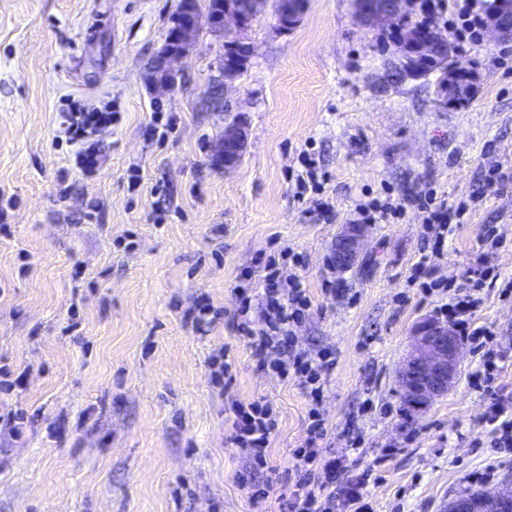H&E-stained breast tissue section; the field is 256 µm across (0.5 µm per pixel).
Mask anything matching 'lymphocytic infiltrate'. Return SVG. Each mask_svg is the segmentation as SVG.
I'll list each match as a JSON object with an SVG mask.
<instances>
[{
	"mask_svg": "<svg viewBox=\"0 0 512 512\" xmlns=\"http://www.w3.org/2000/svg\"><path fill=\"white\" fill-rule=\"evenodd\" d=\"M492 0H420L419 13L430 22L445 21L449 32L462 44L478 42L482 37L485 18ZM119 120L111 105L86 109L69 102L63 113L61 132L67 143L76 145L77 163L82 170H92L97 164L94 147L88 146L90 137L98 135ZM300 169L295 176V194L307 200V214L316 220L330 221L333 207L323 196L324 175L319 174L316 162L307 153L298 156ZM415 207L423 223L433 232V243L428 255L422 256L415 266L414 279L419 282L423 295L436 290L433 282V256L443 252L446 232L452 221L462 219L466 208L449 206L445 197L430 191L411 199L376 198L358 203L355 212L364 224L386 223L405 215L408 207ZM291 261L293 274H283L280 264ZM301 254L283 248L278 259L269 260L263 276V290L254 293L250 286L236 288L238 306L234 314V327L251 348L256 358V369L275 374L281 379H295L303 386L312 407L311 423L301 448L295 449V482L289 496L283 497L284 512H334L335 494L329 493V484L335 483L340 468L335 460L326 458L320 445L325 429L318 407L323 399L325 379L334 364L331 350L316 353L296 350L295 328L310 306L298 268L303 267ZM491 275L490 267H482L471 287L457 289L449 295L440 311L452 321L461 338L470 341H491L493 333L477 325L474 313L480 304L477 295L483 280ZM228 410L233 415L231 441L250 456L255 468L265 467L266 452L276 428L274 409L269 402H232Z\"/></svg>",
	"mask_w": 512,
	"mask_h": 512,
	"instance_id": "lymphocytic-infiltrate-1",
	"label": "lymphocytic infiltrate"
}]
</instances>
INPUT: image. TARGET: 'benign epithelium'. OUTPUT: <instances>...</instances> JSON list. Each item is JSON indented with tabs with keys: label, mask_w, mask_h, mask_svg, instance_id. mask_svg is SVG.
Listing matches in <instances>:
<instances>
[{
	"label": "benign epithelium",
	"mask_w": 512,
	"mask_h": 512,
	"mask_svg": "<svg viewBox=\"0 0 512 512\" xmlns=\"http://www.w3.org/2000/svg\"><path fill=\"white\" fill-rule=\"evenodd\" d=\"M265 0H249L242 9L233 0H224V13L207 17L199 9L177 17L180 23L174 33L166 37L160 51L161 68L151 77L153 89L171 91L177 83L174 62L186 55L202 24L218 31L241 33L247 30L261 13ZM413 0H366L363 3L365 25L369 28L386 30L400 24L403 14L412 9ZM512 15V0H497L496 9L490 14L486 31L500 39L509 37L508 17ZM446 49L441 55L447 63L446 80L438 87L439 96L450 105L465 102L472 94L477 73L461 65L457 51L451 50L448 38L438 32L425 40H416L405 33L398 41L395 68L405 78L424 75L415 60L427 55L433 46ZM247 126L238 117L224 127V134L217 141L216 159L229 171L239 164L246 147ZM367 226L349 224L339 235L343 255L356 259L361 253ZM461 343L451 324L433 316L421 317L412 327L409 346L396 374V383L406 412L411 416L423 414L438 398L453 388L461 364ZM506 488L495 487L472 492L448 502L446 512H512V479H505Z\"/></svg>",
	"instance_id": "7a95c632"
}]
</instances>
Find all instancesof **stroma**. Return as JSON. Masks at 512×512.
I'll use <instances>...</instances> for the list:
<instances>
[{
    "label": "stroma",
    "mask_w": 512,
    "mask_h": 512,
    "mask_svg": "<svg viewBox=\"0 0 512 512\" xmlns=\"http://www.w3.org/2000/svg\"><path fill=\"white\" fill-rule=\"evenodd\" d=\"M178 4L0 0V366L25 375L0 390V414L21 418L17 436L0 423V512H253L243 477L273 479L264 508L281 512L311 403L297 381L256 371L232 319L236 286L259 281L284 247L302 254L311 299L295 347L335 355L320 412L340 483L368 474L367 512H443L476 490V472L500 484L512 450L496 447L490 417L512 418V181L487 176L512 172V39L464 46L479 81L445 107L433 78L389 81L390 53L353 0H309L285 33L268 4L245 33L255 54L217 110L224 35L209 26L178 62L173 91L149 85ZM69 100L122 116L90 173L57 138ZM238 115L247 144L227 172L214 145ZM303 151L328 177L331 222L310 219L293 195ZM429 188L469 203L434 276L466 284L487 254L498 278L476 318L505 358L473 388L482 353L465 343L455 386L412 419L395 370L414 323L443 302L420 299L412 280L426 226L408 210L370 225L352 266L331 258L358 200ZM487 226L502 243L486 253ZM201 298L220 313L204 334L183 317ZM224 348L235 364L227 386L211 379ZM257 399L277 420L261 470L232 444L227 413Z\"/></svg>",
    "instance_id": "1"
}]
</instances>
